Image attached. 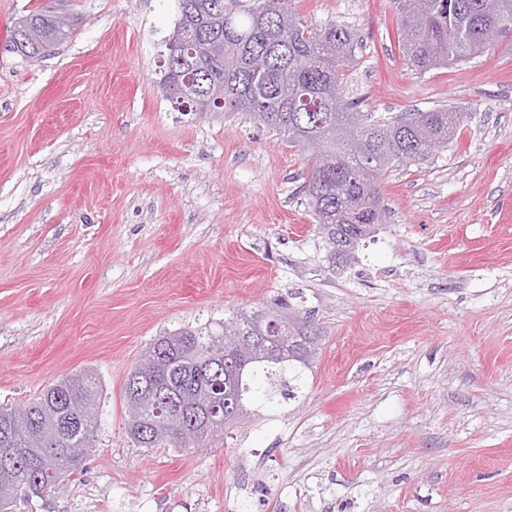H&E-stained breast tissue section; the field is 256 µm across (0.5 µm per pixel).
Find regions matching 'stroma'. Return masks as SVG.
I'll return each instance as SVG.
<instances>
[{
  "label": "stroma",
  "mask_w": 512,
  "mask_h": 512,
  "mask_svg": "<svg viewBox=\"0 0 512 512\" xmlns=\"http://www.w3.org/2000/svg\"><path fill=\"white\" fill-rule=\"evenodd\" d=\"M77 25L33 62L14 22ZM356 35L362 111L450 108L457 138L381 185L337 264L299 147L160 86L175 0H0V405L68 373L103 385L78 471L15 512H512V35L422 75L395 0H291ZM288 298L319 337L303 395L200 448H138L126 376L153 339ZM51 17L47 10L40 9L19 18L11 30L9 42L12 50L27 60L41 55L43 46L33 34L48 31L52 25ZM44 56L42 54L40 58Z\"/></svg>",
  "instance_id": "obj_1"
}]
</instances>
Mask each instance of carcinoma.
I'll return each instance as SVG.
<instances>
[{"label": "carcinoma", "mask_w": 512, "mask_h": 512, "mask_svg": "<svg viewBox=\"0 0 512 512\" xmlns=\"http://www.w3.org/2000/svg\"><path fill=\"white\" fill-rule=\"evenodd\" d=\"M178 18L166 44L163 81L190 86L168 99L177 110L201 115L218 108L241 112L256 124L307 150L303 189L328 243L350 259L362 236L359 224H377L381 179L392 168L422 164L458 135L463 113L448 108L402 112H364L342 94L345 68L352 64L356 35L348 27L302 22L288 0H176ZM403 59L418 73L448 68L482 53L512 32V0H396ZM51 15L34 11L11 30L14 52L27 60L42 54L34 38L50 29ZM191 47L190 56L185 47ZM273 337L268 350L245 364L211 356V344L225 336ZM316 336L310 325L277 310L239 311L218 328L186 329L156 339L130 369L124 393L137 377L157 384L175 402L128 403L127 434L139 448L168 445L199 448L238 423L252 399H294L304 386ZM219 385L237 399L241 414L224 415V405L208 410L222 424L193 426L191 402ZM101 380L90 370L70 374L49 386L13 418L0 407V447L15 448L9 464L0 459V512H13V482L38 497L58 492L93 447L100 422L92 409L57 437L54 427L70 412L68 401L102 397Z\"/></svg>", "instance_id": "1"}]
</instances>
